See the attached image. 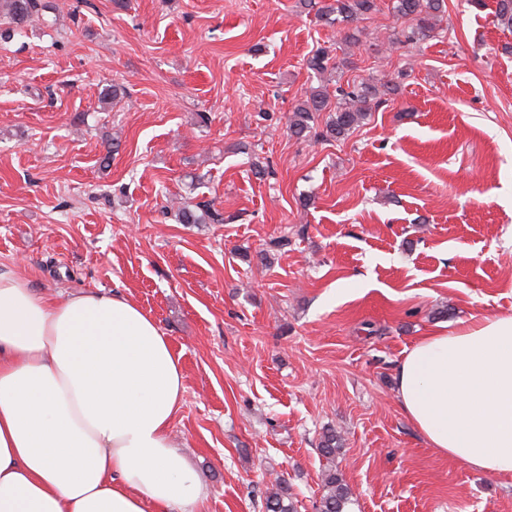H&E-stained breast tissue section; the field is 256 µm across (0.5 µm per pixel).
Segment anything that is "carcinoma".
<instances>
[{"label": "carcinoma", "instance_id": "cac0c4a2", "mask_svg": "<svg viewBox=\"0 0 512 512\" xmlns=\"http://www.w3.org/2000/svg\"><path fill=\"white\" fill-rule=\"evenodd\" d=\"M43 5L40 0H0V42L6 43L23 34L33 18L39 17ZM378 10L377 0H322L318 16L328 24H353L368 19ZM392 17L402 26L398 44H416L433 35L438 22L447 12L446 0H392ZM341 61L326 47L317 49L306 59L308 70L323 74L337 70ZM398 86L389 82L362 80L336 87L332 96L324 85L313 87L288 115V131L296 137L314 135L325 141L341 140L363 124L371 110V103L383 102V97L394 94ZM329 113L323 128H318L320 114ZM176 218L181 224H222L224 214L211 203H197L177 208ZM341 448V436L334 429L322 432L317 450L326 459L322 494L316 502V512H347L350 503L349 488L334 465ZM263 512H296V506L285 486L265 498Z\"/></svg>", "mask_w": 512, "mask_h": 512}]
</instances>
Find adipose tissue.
I'll return each mask as SVG.
<instances>
[{"label": "adipose tissue", "mask_w": 512, "mask_h": 512, "mask_svg": "<svg viewBox=\"0 0 512 512\" xmlns=\"http://www.w3.org/2000/svg\"><path fill=\"white\" fill-rule=\"evenodd\" d=\"M184 392L155 319L118 294L55 301L0 273V512H196L170 432ZM399 404L430 447L512 475V315L405 349Z\"/></svg>", "instance_id": "ef3b65f1"}]
</instances>
